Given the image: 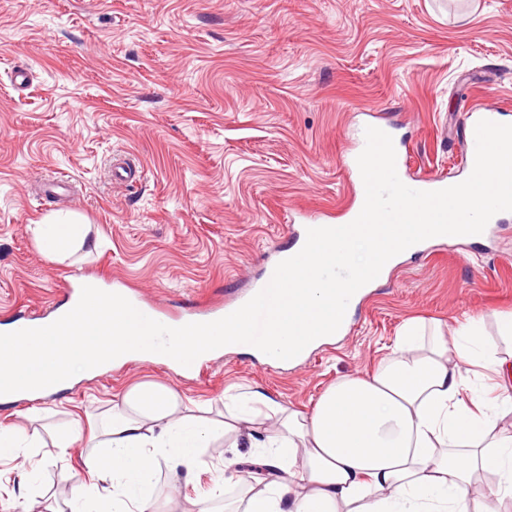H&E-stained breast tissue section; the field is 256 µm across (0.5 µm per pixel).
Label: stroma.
<instances>
[{
  "instance_id": "stroma-1",
  "label": "stroma",
  "mask_w": 512,
  "mask_h": 512,
  "mask_svg": "<svg viewBox=\"0 0 512 512\" xmlns=\"http://www.w3.org/2000/svg\"><path fill=\"white\" fill-rule=\"evenodd\" d=\"M29 74L17 86L14 71ZM492 104L512 122V0H0V332L64 307L68 280L135 285L170 314L222 306L257 283L303 215L342 216L352 159L387 123L410 181L467 176L463 128ZM124 154L139 181L112 180ZM63 178L69 200L44 193ZM58 210L104 243L62 262L28 231ZM512 310V214L480 241L437 243L398 263L351 313L347 335L282 366L228 351L176 375L133 361L43 399L0 404V427L43 447L0 459V512H72L94 485L86 437L146 381L193 415L224 417V394L260 390L309 411L338 378L393 356L403 325L489 337ZM259 448L220 439L193 470L160 464L151 494L170 512H234L257 488ZM238 479L217 485L224 459Z\"/></svg>"
}]
</instances>
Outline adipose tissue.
<instances>
[{
	"instance_id": "ef3b65f1",
	"label": "adipose tissue",
	"mask_w": 512,
	"mask_h": 512,
	"mask_svg": "<svg viewBox=\"0 0 512 512\" xmlns=\"http://www.w3.org/2000/svg\"><path fill=\"white\" fill-rule=\"evenodd\" d=\"M37 249L61 261L88 235L69 212L30 227ZM418 323L401 330L392 358L363 376L342 378L308 413L254 391L227 395V422L187 415L171 386L145 382L112 406L100 449L88 471L112 485V512H162L146 488L160 461L194 468L219 435L235 433L249 447L268 448L274 477L242 499L238 512H495L512 500V312L498 316L489 340L475 319L452 337L422 342ZM494 384L472 396L469 370ZM266 413L278 429L257 440L251 426ZM496 476L491 500L476 505L473 479Z\"/></svg>"
}]
</instances>
